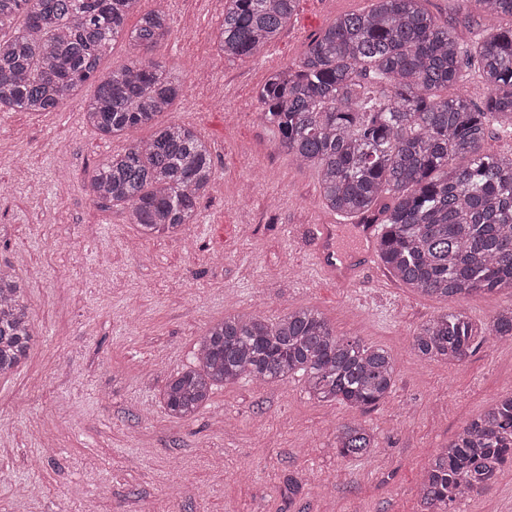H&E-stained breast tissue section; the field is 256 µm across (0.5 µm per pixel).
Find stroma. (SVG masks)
<instances>
[{"label": "stroma", "mask_w": 512, "mask_h": 512, "mask_svg": "<svg viewBox=\"0 0 512 512\" xmlns=\"http://www.w3.org/2000/svg\"><path fill=\"white\" fill-rule=\"evenodd\" d=\"M370 5L300 0L273 45L228 61L213 44L224 0H140L127 27L166 7L171 34L154 56L184 83L159 121L194 126L213 152V183L177 236H142L124 209L93 201L92 170L126 139L87 125L80 99L0 112V267L19 279L34 328L25 362L0 377V512H416L428 457L512 390V344L484 341L460 367L412 349L433 316L482 324L512 290L450 302L384 269L337 285L313 253L317 225L336 215L314 168L259 116L266 75L298 60L336 16ZM427 7L464 43L512 25L484 19L476 0ZM299 306L393 355V392L362 416L375 454L337 457L346 407L311 399L296 377L246 378L191 419L167 415L160 392L211 322L250 312L274 321ZM457 512H512V468Z\"/></svg>", "instance_id": "35a3bbf8"}]
</instances>
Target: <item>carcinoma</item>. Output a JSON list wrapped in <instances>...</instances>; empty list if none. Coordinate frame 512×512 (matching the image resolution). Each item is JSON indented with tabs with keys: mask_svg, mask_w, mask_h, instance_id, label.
<instances>
[{
	"mask_svg": "<svg viewBox=\"0 0 512 512\" xmlns=\"http://www.w3.org/2000/svg\"><path fill=\"white\" fill-rule=\"evenodd\" d=\"M136 0H0V112H51L87 82L88 125L105 136L150 126L146 140L103 160L88 184L94 201L120 206L144 235L194 223L214 179L206 140L193 128L157 124L184 85L153 56L170 33L166 8L126 30ZM299 0H225L220 56L250 57L274 43ZM427 0H372L341 14L299 61L272 72L257 96L260 115L300 165L315 168L322 204L384 225V268L413 291L461 301L512 288V154L481 151L496 122L512 134V26L463 44L426 8ZM490 18L512 17V0H476ZM137 53L101 72L116 39ZM477 63L488 95L481 105L442 92ZM384 194L391 206L375 211ZM512 342V304L483 332L460 312L438 315L413 335L427 361L466 364L479 336ZM33 338L22 288L0 269V376L26 358ZM297 376L308 395L351 413L336 426V455H372L377 437L358 415L385 401L395 363L384 348L339 336L316 310L298 307L271 321L230 314L209 325L193 362L166 383L161 402L185 419L213 390L243 378ZM512 466V391L485 408L423 468L420 512H457Z\"/></svg>",
	"mask_w": 512,
	"mask_h": 512,
	"instance_id": "cac0c4a2",
	"label": "carcinoma"
}]
</instances>
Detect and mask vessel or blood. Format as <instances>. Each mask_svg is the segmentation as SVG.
<instances>
[{"label": "vessel or blood", "mask_w": 512, "mask_h": 512, "mask_svg": "<svg viewBox=\"0 0 512 512\" xmlns=\"http://www.w3.org/2000/svg\"><path fill=\"white\" fill-rule=\"evenodd\" d=\"M333 234V225H318L315 257L318 266L337 283L355 280L363 269L373 267L378 225L365 222L355 225L354 240L346 246L335 244Z\"/></svg>", "instance_id": "vessel-or-blood-1"}]
</instances>
